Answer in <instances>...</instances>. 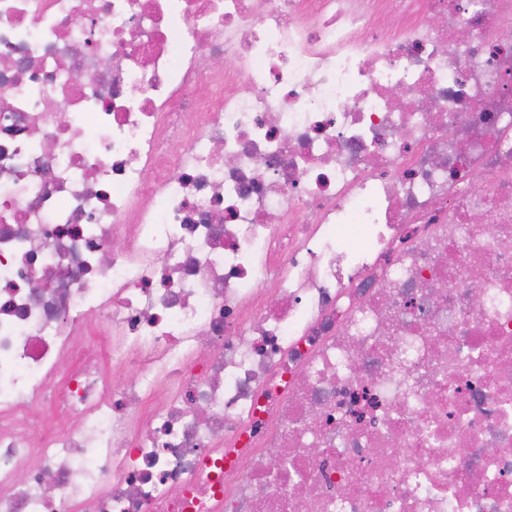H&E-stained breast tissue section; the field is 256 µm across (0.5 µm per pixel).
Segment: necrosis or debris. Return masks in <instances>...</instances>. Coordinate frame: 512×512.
<instances>
[{"label":"necrosis or debris","instance_id":"necrosis-or-debris-1","mask_svg":"<svg viewBox=\"0 0 512 512\" xmlns=\"http://www.w3.org/2000/svg\"><path fill=\"white\" fill-rule=\"evenodd\" d=\"M0 512H512V0H0Z\"/></svg>","mask_w":512,"mask_h":512}]
</instances>
